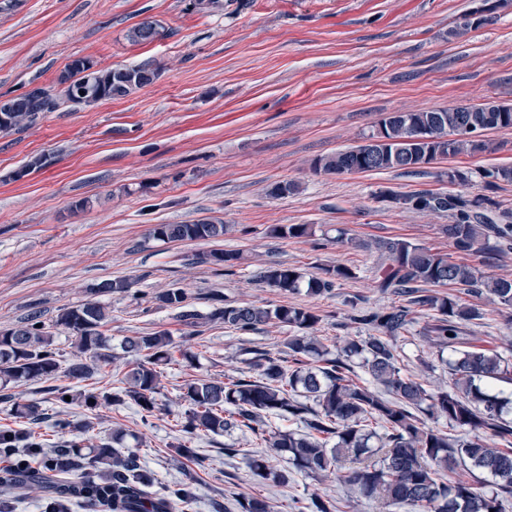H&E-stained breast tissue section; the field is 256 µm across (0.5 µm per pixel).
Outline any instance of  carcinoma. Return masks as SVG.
Wrapping results in <instances>:
<instances>
[{
	"mask_svg": "<svg viewBox=\"0 0 512 512\" xmlns=\"http://www.w3.org/2000/svg\"><path fill=\"white\" fill-rule=\"evenodd\" d=\"M162 36L152 18L138 22L127 32L134 44L152 43ZM84 58L72 60L58 77L60 89L36 88L0 103V131L10 132L36 121L44 112L64 104L91 105L100 100L121 99L152 84L159 68L150 63L108 67L87 72ZM395 120L387 137L406 139L412 128L426 131L430 141L416 148V162L437 160L463 152L477 154L489 149L483 133L512 127V106L497 104L489 112L485 104L461 105L405 113ZM472 131H460L463 125ZM325 174L365 173L380 170L417 175L392 147L363 143L321 156L312 163ZM484 188L512 183V165L482 171ZM397 203L431 213H446L451 223L442 232L460 252L481 258L492 268L512 253V212L497 214L498 203L487 195L470 197L462 192L421 191L390 196ZM226 232V225L197 221L192 224H157L152 235L168 241H209ZM277 238L313 237L309 224H282L270 229ZM370 248L378 253L381 275L376 287L401 300L386 309L360 307V298L344 299L349 323L369 331L366 336H346L336 353L315 336L322 318L315 311L294 306L216 305L206 315L186 309V294L170 288L160 295L162 306L179 311L190 328L188 337L198 336L199 327L220 321L243 334L271 322L295 332L287 346L292 365L269 352H259L250 366L259 380L225 381L192 378L184 386L187 409L180 418L182 431L190 436L213 435L246 428L268 448L267 453L246 455L253 477L284 485L288 471L276 468L272 459L286 455L296 472L306 476L332 474L341 461L352 467L339 479L353 487L359 497L387 506H408L414 512H505L512 499V392L499 384H512V359L477 343L472 326L482 319L480 308L453 295L428 294L422 285L461 288L465 294L484 297L493 304L512 307V276L486 275L475 267L452 261L448 255L403 239L385 238ZM199 258L214 266L215 274L230 276L241 264L236 251L213 249ZM259 280L278 293H296L306 288L311 296L331 293L337 284L355 278L343 265H327L310 277L280 262H269L258 272ZM124 279L106 280L93 288L96 294L124 293ZM433 312L424 327V337L438 355L451 354L448 366L452 383L427 388L400 366L396 340L413 322L416 309ZM107 308L87 301L63 308L55 323L69 330L77 355L63 369L49 349L51 336L32 313L21 325L0 330V384L15 387L30 381L51 380L64 374L80 383L94 375L115 356L102 328ZM121 349L130 369L121 378L124 388L104 395L114 405L128 401L148 414L156 408L163 369L171 364L194 366L196 354L185 342H177L167 331L127 336ZM362 369L378 386L373 389L358 377ZM12 413L24 426L0 430V454L15 456L20 444L39 448L43 441L32 426L42 419L39 405L13 402ZM292 421L299 429L283 432L267 427L266 419ZM441 420L461 431L450 434L436 426ZM460 466L487 473L494 479L491 489L482 481L448 482V473ZM155 474L134 450L119 452L109 443L84 446L64 441L54 446L50 458L36 460L28 452L0 468V486L14 489L37 486L48 495V503L62 506L74 499L103 512H176L177 504L193 497L189 486L153 496L149 488ZM237 512H273L269 501L242 497Z\"/></svg>",
	"mask_w": 512,
	"mask_h": 512,
	"instance_id": "1",
	"label": "carcinoma"
}]
</instances>
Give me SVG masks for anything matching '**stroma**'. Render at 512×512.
I'll use <instances>...</instances> for the list:
<instances>
[{"label":"stroma","instance_id":"stroma-1","mask_svg":"<svg viewBox=\"0 0 512 512\" xmlns=\"http://www.w3.org/2000/svg\"><path fill=\"white\" fill-rule=\"evenodd\" d=\"M492 2L489 22L461 32L474 11ZM191 0H0V99L47 88L71 60L101 67L159 64L155 82L128 97L92 106L66 104L19 130L0 132V330L32 310L43 313L61 365L74 354L70 332L55 325L60 309L90 300V287L125 279L124 293L102 295L109 318L103 328L113 346L124 337L166 329L185 339L175 310L159 292L180 288L188 309L208 313L215 297L236 305L265 303L311 308L323 318L319 338L335 341L343 328L346 297L382 309L392 296L376 286L377 239H404L480 265L457 251L441 227L444 214L403 209L384 193L457 191L448 172H467L466 194H484V169L512 165V129L486 132L487 151L435 161L426 175L395 171L326 175L319 156L363 144L386 113L479 104L512 105V0H221L207 12ZM157 20L161 38L128 41L141 19ZM298 192L270 197L282 181ZM83 209H74L76 201ZM204 218L230 224L215 244L152 237L157 224ZM278 224H309L327 238L317 250L307 238L271 236ZM348 242L334 244L338 232ZM235 250L236 275L218 276L198 262L210 248ZM306 272L343 264L356 276L333 292L282 295L259 281L269 262ZM475 333L490 348L512 336V308L479 301ZM425 317H416L397 346L401 364L426 387L450 384L445 361L426 343ZM288 328L275 324L246 335L215 323L201 338L186 339L193 368L165 369L157 407L142 416L133 403L87 406L86 395L117 390L125 359L75 386L74 400L51 399L48 383L12 388L14 398L38 403L46 418L37 429L47 445L58 438L116 440L138 451L157 479L155 491L190 484L185 512H216L221 504L262 495L275 512L319 495L335 512L382 510L357 499L335 476L293 475L276 486L254 479L244 451L261 450L248 431L190 439L199 461L175 455L185 439L177 424L186 408V380L249 374L256 352L287 357Z\"/></svg>","mask_w":512,"mask_h":512}]
</instances>
